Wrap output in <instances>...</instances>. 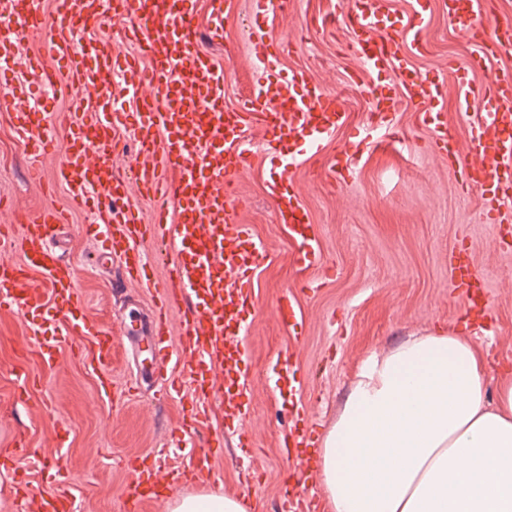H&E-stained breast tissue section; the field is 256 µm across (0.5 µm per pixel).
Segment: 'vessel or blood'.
<instances>
[{"label": "vessel or blood", "mask_w": 512, "mask_h": 512, "mask_svg": "<svg viewBox=\"0 0 512 512\" xmlns=\"http://www.w3.org/2000/svg\"><path fill=\"white\" fill-rule=\"evenodd\" d=\"M353 37L349 49L370 70L394 69L401 92L377 94L373 110L387 114L400 101L418 106L441 100L454 91L459 111L484 100L490 108L474 123V147L487 154L481 167L469 170L465 189L496 187L512 196V76L485 83L438 84L420 79L412 65L426 41L417 17L402 29L383 26L388 0H341ZM488 0H448L453 29L470 34L481 61L488 51L512 49V20L500 19L490 39H483ZM122 22L139 54L130 55L89 37L93 25ZM42 33L44 50L23 58L19 46L31 32ZM201 35L190 0H54L45 11L42 0H0V68L22 67L48 90L68 84L75 95L69 112L65 159L55 179L76 207L98 222L102 257L119 259L128 279L149 284L144 246L166 244L174 254L173 274L146 313L130 317L126 329L131 347L147 343L151 361L137 379L158 380L177 392H205V375L221 368L230 386L224 391V416L239 431L240 447H250L244 431L246 398L252 384L246 341L255 307L252 277L265 263L263 245L236 220V178L253 155L244 134L261 128L267 136L265 158L273 173L270 197L280 223L295 245V262L308 267L321 258L318 239L292 182V170L303 159H320V170L336 179L335 159L325 158L322 144L347 120L340 97L300 73L256 82L242 104L224 106V72L198 47ZM96 97L85 108L84 94ZM0 111L11 115L24 149L40 156L57 151L45 132L38 105L21 104L14 87L0 88ZM137 148L131 179L115 176L111 157L121 137ZM433 151L459 162L448 128L436 123L430 134ZM153 204L151 223H143L137 198ZM65 216L53 208L26 218L21 238L0 232V249L20 247L29 272L25 288H17L18 272L0 268V311L20 313L35 334L30 354L43 367L56 364V347L65 339L64 322L79 335L92 337L97 361L112 355V338L85 315L73 268L51 243ZM202 302L182 321L179 346L169 344L165 329L170 310ZM157 462L145 456L129 467L124 496L132 508L152 502L160 487L154 481ZM41 512H71L67 492L33 496Z\"/></svg>", "instance_id": "1"}]
</instances>
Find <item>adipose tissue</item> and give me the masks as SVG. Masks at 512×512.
Wrapping results in <instances>:
<instances>
[{"label":"adipose tissue","instance_id":"adipose-tissue-1","mask_svg":"<svg viewBox=\"0 0 512 512\" xmlns=\"http://www.w3.org/2000/svg\"><path fill=\"white\" fill-rule=\"evenodd\" d=\"M330 512H512V377L438 332L370 355L318 449Z\"/></svg>","mask_w":512,"mask_h":512}]
</instances>
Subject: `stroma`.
<instances>
[{
    "label": "stroma",
    "instance_id": "obj_1",
    "mask_svg": "<svg viewBox=\"0 0 512 512\" xmlns=\"http://www.w3.org/2000/svg\"><path fill=\"white\" fill-rule=\"evenodd\" d=\"M257 19L253 0H232L224 15V39H203L200 48L225 74L224 105L233 108L257 81L301 72L340 95L348 111L345 125L327 138V157L347 154L351 166L343 184L322 180L304 164L293 181L314 225L321 251L317 265L298 268L286 225L277 221L269 196L270 171L264 162V133L248 132L252 165L235 181L242 202L239 223L249 225L268 259L252 281L256 308L250 326L254 383L248 396L246 428L251 445L236 447L225 426L224 380L215 377L206 426L183 424L190 397L155 400L150 386L125 390L134 374L129 342L121 327L126 297L149 306L155 287L169 279L173 262L162 246L146 247L152 287L121 284L117 268L93 260L90 213L73 208L54 185L59 156L27 153L7 113L0 112V226L21 233L22 221L47 205L67 210L70 222L55 248L73 266L87 315L113 342L112 357L98 367L85 359L88 337L73 336L54 369L42 370L36 357L18 360L17 343L31 330L17 313L0 312V512H29L15 488L34 491L55 486L67 473L73 512H126L123 496L127 463L160 457L163 470L200 467L203 479L183 481L180 492H207L249 498L253 512H278L288 484L321 491L316 471H303L287 458L281 440L292 424L293 405H303L313 438L335 422L362 362L411 336L436 329L458 332L480 344L487 361L489 388L512 373V236L495 222L478 192L462 189L463 170L429 146L433 117H441L462 159L473 149L469 123L485 112L477 101L459 112L454 96L440 108L416 109L401 103L397 112L375 117L376 91L397 88L393 70L362 71L345 45L350 39L336 0H288L272 7L265 22L268 38L281 47L273 62L251 56L248 34ZM426 51L414 58L422 78L438 81L449 67L476 83L499 69H512V52L470 70L474 51L466 35L450 30L448 17L432 0L423 21ZM467 262L489 287L491 329L469 323L464 289L450 285L454 266ZM292 292L298 328L282 324L278 303ZM291 355L301 380L293 392L280 390L277 358ZM26 388L27 402L15 393ZM67 436H60L59 424ZM32 448L13 456L17 442Z\"/></svg>",
    "mask_w": 512,
    "mask_h": 512
}]
</instances>
